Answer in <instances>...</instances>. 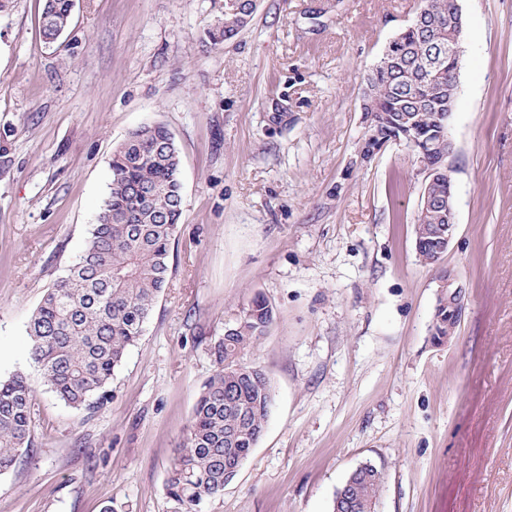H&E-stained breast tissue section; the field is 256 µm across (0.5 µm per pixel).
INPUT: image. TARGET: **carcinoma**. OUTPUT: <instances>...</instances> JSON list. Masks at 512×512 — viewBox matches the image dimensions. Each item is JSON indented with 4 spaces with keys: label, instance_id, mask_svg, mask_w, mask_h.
<instances>
[{
    "label": "carcinoma",
    "instance_id": "obj_1",
    "mask_svg": "<svg viewBox=\"0 0 512 512\" xmlns=\"http://www.w3.org/2000/svg\"><path fill=\"white\" fill-rule=\"evenodd\" d=\"M427 28L410 26L388 50L386 64L365 79L368 112L386 121L407 117L416 151L428 158L448 149V123L442 116L455 105L459 68L440 60L429 77L420 62L448 41L457 0H430ZM72 0H44L45 40L56 41L68 26ZM247 22L224 13V27L209 33L217 45L235 37ZM109 193L81 254L64 277L44 295L27 334L30 357L46 385L66 405L92 411L108 402V386L130 346L142 336L169 276L170 247L181 218L180 159L172 134L158 124L133 130L114 153ZM448 168L425 182L415 224L420 255L437 258L432 228L447 223L433 201L448 197ZM274 319L268 299L255 294L243 315L228 327L211 353L216 369L203 384L186 433L176 448L167 490L178 512H202V505L224 492V471L240 468L263 435L273 391L265 370L241 360L258 345ZM34 390L22 372L0 379V474L13 468L31 444ZM384 471L373 465L345 481L344 495L365 512L378 503Z\"/></svg>",
    "mask_w": 512,
    "mask_h": 512
}]
</instances>
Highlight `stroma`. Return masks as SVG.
<instances>
[{
	"label": "stroma",
	"mask_w": 512,
	"mask_h": 512,
	"mask_svg": "<svg viewBox=\"0 0 512 512\" xmlns=\"http://www.w3.org/2000/svg\"><path fill=\"white\" fill-rule=\"evenodd\" d=\"M458 3V228L433 268L415 251L412 147L362 153L364 78L420 0H257L218 45L224 0H74L53 44L42 0H5L0 379L25 373L36 400L0 512H175L168 472L209 348L257 293L274 322L244 359L268 373L273 406L206 512H330L365 463L386 475L377 512H512V0ZM144 124L180 157L169 281L108 402L78 411L45 384L27 325ZM447 270L462 312L440 336ZM252 17V16H251ZM250 17V19H251ZM250 19L248 21H241L238 18L237 14H233L230 12L224 13V27L219 31L208 32L209 38L212 44L217 45L226 40L232 39L235 37L244 27L247 26Z\"/></svg>",
	"instance_id": "1"
}]
</instances>
